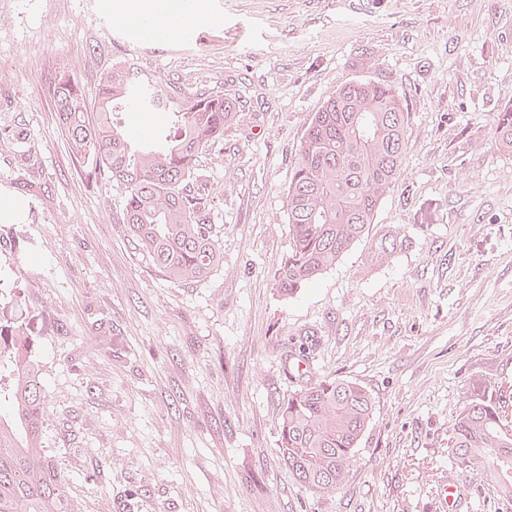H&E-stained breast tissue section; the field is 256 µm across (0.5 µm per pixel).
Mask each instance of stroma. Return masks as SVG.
<instances>
[{
	"mask_svg": "<svg viewBox=\"0 0 512 512\" xmlns=\"http://www.w3.org/2000/svg\"><path fill=\"white\" fill-rule=\"evenodd\" d=\"M119 3L0 0V293L19 294L35 338L72 512H439L449 478L462 512H512L449 450L463 400L512 384V154L493 139L512 105V0H198L190 44L136 38ZM120 67L237 102L199 159L224 248L201 281L170 283L134 249L124 186L91 175L58 123L59 72L92 99ZM365 79L407 105L402 176L362 240L281 296L308 123ZM388 233L403 244L381 259ZM303 377L374 402L335 492L306 490L279 454Z\"/></svg>",
	"mask_w": 512,
	"mask_h": 512,
	"instance_id": "1",
	"label": "stroma"
}]
</instances>
